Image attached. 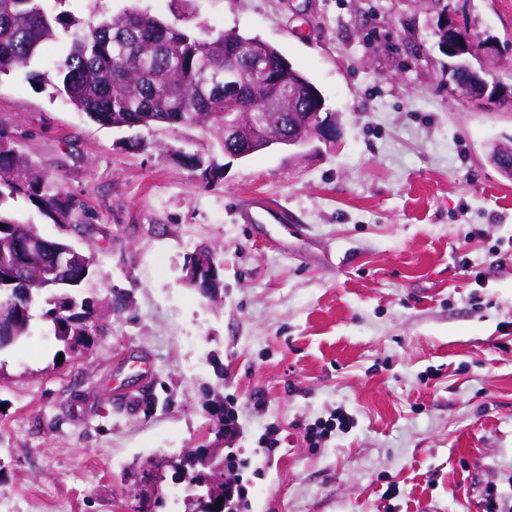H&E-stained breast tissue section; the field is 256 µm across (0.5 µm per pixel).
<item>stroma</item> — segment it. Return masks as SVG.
<instances>
[{"label": "stroma", "mask_w": 512, "mask_h": 512, "mask_svg": "<svg viewBox=\"0 0 512 512\" xmlns=\"http://www.w3.org/2000/svg\"><path fill=\"white\" fill-rule=\"evenodd\" d=\"M97 6L275 45L341 133L237 160L205 128L94 122L38 81L47 60L0 78V131L88 213L66 234L104 327L70 350L37 316L0 351V512H142L146 460L227 446L252 461V512H483L490 485L512 501V179L487 160L512 137V0L64 8ZM445 20L498 40L470 63L501 101L457 89ZM202 249L214 300L185 281ZM339 407L352 428L312 447L306 425Z\"/></svg>", "instance_id": "1"}]
</instances>
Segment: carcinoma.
<instances>
[{
  "label": "carcinoma",
  "mask_w": 512,
  "mask_h": 512,
  "mask_svg": "<svg viewBox=\"0 0 512 512\" xmlns=\"http://www.w3.org/2000/svg\"><path fill=\"white\" fill-rule=\"evenodd\" d=\"M64 0H0V77L25 68L41 55L45 44L56 41L76 25L78 31L65 51L51 62L56 80L53 95L101 125L112 127L205 126L224 130L226 112H286L272 119L277 132L290 133L302 112L317 111L315 83L295 67L274 45L232 31L208 39L194 30L202 26L185 16L183 25L167 23L136 7L117 18L94 12L75 22L55 13ZM228 70L233 92L217 95L204 87L200 75L207 70ZM455 80L469 84L472 98L481 88L461 66ZM512 157V138L491 147L488 159L506 176ZM24 196L54 224H73L83 204L63 198L36 164L15 146L0 140V204ZM73 246L66 237L47 238L32 224H20L0 214V350L28 335L33 310L46 306L43 318L55 338L67 348L84 345L99 329L93 324L96 302L80 295L92 275L93 260L53 279L46 274L56 251ZM218 264L201 250L186 265V282L214 299L221 285ZM220 449L197 448L162 468L149 472L155 481L153 506H164L162 482L186 484L185 512H224L213 509L224 496V463H216Z\"/></svg>",
  "instance_id": "carcinoma-1"
}]
</instances>
